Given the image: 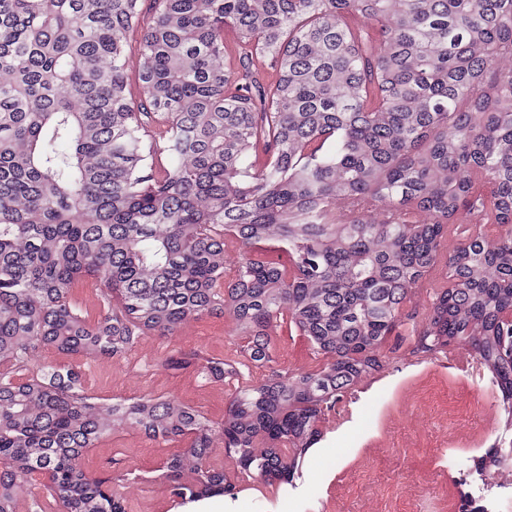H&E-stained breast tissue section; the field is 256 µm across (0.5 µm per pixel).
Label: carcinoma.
Listing matches in <instances>:
<instances>
[{"instance_id": "1", "label": "carcinoma", "mask_w": 512, "mask_h": 512, "mask_svg": "<svg viewBox=\"0 0 512 512\" xmlns=\"http://www.w3.org/2000/svg\"><path fill=\"white\" fill-rule=\"evenodd\" d=\"M153 4L0 0V512L37 476L63 512H126L80 464L117 419L190 439L162 466L172 497L231 491L200 411L96 405L76 369L28 368L39 349L122 358L221 309L250 363L273 362L284 323L319 360L235 391L220 440L242 473L291 482L325 412L409 336L491 374L504 427L475 472L492 492L491 471L512 467V69L495 66L512 0ZM230 243L242 258L228 270ZM437 271L446 285L417 321L412 288ZM94 283L95 317L74 299ZM233 372L201 366L209 381ZM139 43L131 40L126 49L125 68L128 76V91L133 100L140 99V89L137 81L138 72L141 66Z\"/></svg>"}]
</instances>
